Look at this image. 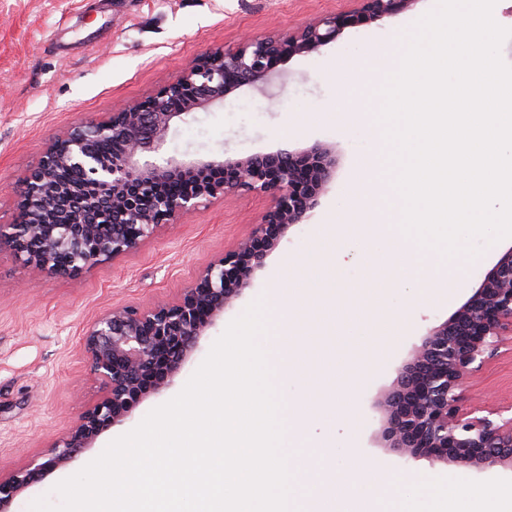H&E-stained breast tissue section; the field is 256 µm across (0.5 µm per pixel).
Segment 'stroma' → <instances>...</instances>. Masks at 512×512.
<instances>
[{
    "mask_svg": "<svg viewBox=\"0 0 512 512\" xmlns=\"http://www.w3.org/2000/svg\"><path fill=\"white\" fill-rule=\"evenodd\" d=\"M435 4L417 0L396 17L347 31L318 52L286 60L284 86L242 87L225 98L223 108L195 112L172 126L165 146L171 155L241 158L319 144L334 153L335 176L312 218L288 230L251 286L202 336L173 386L137 404L123 425L33 483L10 512H29L32 501L175 397L229 322L255 300L272 305L275 287L289 272L318 259L324 251L320 227L333 219L357 162L371 150L370 140L348 132L343 121L361 97L381 104L384 71L398 65L401 42ZM350 7V0H0V224L15 222L20 180L51 138L74 122L144 99L201 53L233 49L244 36L286 32ZM270 205L269 196L244 191L212 200L163 226L135 251L75 274L29 271L1 246L0 473L43 462L51 444L99 398L100 385L81 345L87 323L115 307L177 298L200 271L248 238ZM475 245L479 254L464 267L461 286L436 303L405 314V289H389V317L399 333L384 357H376L372 336L345 313L322 324L305 320L291 360L334 383L329 399L299 432L289 433V443L302 437L331 448L343 466L382 471L405 489L439 477L512 480V471L500 467L478 472L406 459L380 438L377 400L427 331L467 299L512 240L491 244L482 238ZM350 360L360 370L353 383L346 378ZM465 396L470 402L482 396L512 401V354L493 359Z\"/></svg>",
    "mask_w": 512,
    "mask_h": 512,
    "instance_id": "obj_1",
    "label": "stroma"
}]
</instances>
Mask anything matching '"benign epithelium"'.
<instances>
[{
    "label": "benign epithelium",
    "instance_id": "1",
    "mask_svg": "<svg viewBox=\"0 0 512 512\" xmlns=\"http://www.w3.org/2000/svg\"><path fill=\"white\" fill-rule=\"evenodd\" d=\"M351 11L317 15L300 28L248 38L194 58L156 93L87 118L57 134L17 200V222L0 242L32 270L78 273L136 249L165 224L207 200L246 189L272 196L252 235L207 266L172 302L114 308L82 336L101 396L42 463L0 475V512L45 473L73 461L133 406L164 392L201 336L250 286L288 229L311 216L335 173L320 145L245 158H157L173 124L224 106L246 85L267 84L287 59L310 54L346 30L403 13L418 0H358ZM174 183L192 190L165 191ZM505 348L512 351V247L468 300L431 328L384 395L382 438L412 459L477 471L512 469L511 406L467 409L463 386Z\"/></svg>",
    "mask_w": 512,
    "mask_h": 512
}]
</instances>
